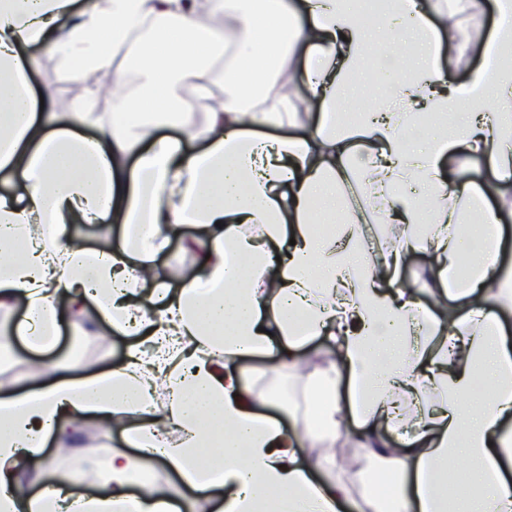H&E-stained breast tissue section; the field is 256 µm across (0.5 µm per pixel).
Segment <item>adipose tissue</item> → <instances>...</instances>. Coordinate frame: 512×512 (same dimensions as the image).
I'll return each mask as SVG.
<instances>
[{
  "instance_id": "adipose-tissue-1",
  "label": "adipose tissue",
  "mask_w": 512,
  "mask_h": 512,
  "mask_svg": "<svg viewBox=\"0 0 512 512\" xmlns=\"http://www.w3.org/2000/svg\"><path fill=\"white\" fill-rule=\"evenodd\" d=\"M489 4L493 28L473 32ZM373 32L386 62L415 65L352 125ZM129 42L135 95L111 115L41 102L30 83V46L83 73ZM476 49L482 65L448 85L443 60ZM510 53L512 0H378L368 20L357 0H0V178L20 188L0 193V334L45 352L91 307L135 339L107 371L74 350L0 394V512H174L213 490L216 512H340L353 501L339 466L315 479L297 450L350 440L397 479L356 512H448L452 498L457 512H512ZM216 79L223 104L195 113ZM300 81L317 112L297 110ZM463 103L451 128L415 140ZM289 126L304 135L280 136ZM166 127L179 138L158 137ZM476 160L492 182L448 180ZM75 224L123 235L87 248ZM187 225L196 268L175 276L153 258ZM414 252L415 286L401 275ZM320 338L333 358L304 372ZM255 355L297 386L303 432L258 411L271 395L238 368ZM87 418L139 455L83 459L98 493L55 470L16 495L21 463H45ZM154 459L179 485H143Z\"/></svg>"
}]
</instances>
